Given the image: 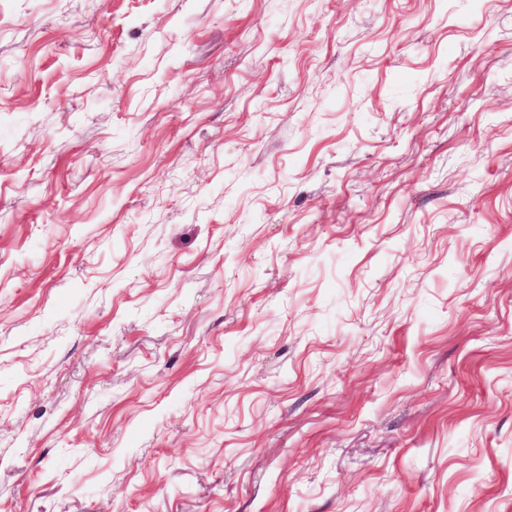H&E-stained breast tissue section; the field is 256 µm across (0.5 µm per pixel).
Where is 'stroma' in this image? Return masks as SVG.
<instances>
[{"label":"stroma","mask_w":512,"mask_h":512,"mask_svg":"<svg viewBox=\"0 0 512 512\" xmlns=\"http://www.w3.org/2000/svg\"><path fill=\"white\" fill-rule=\"evenodd\" d=\"M0 512H512V0H0Z\"/></svg>","instance_id":"35a3bbf8"}]
</instances>
